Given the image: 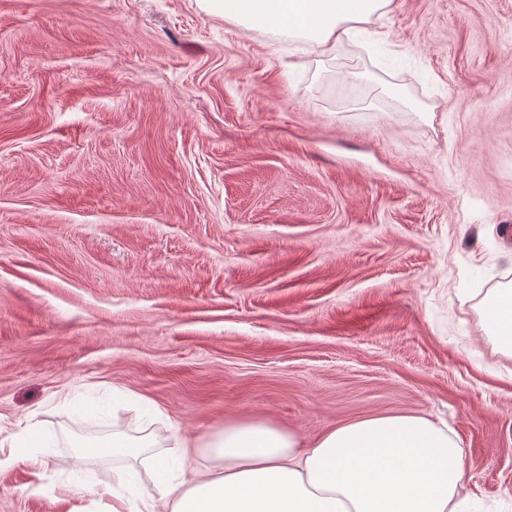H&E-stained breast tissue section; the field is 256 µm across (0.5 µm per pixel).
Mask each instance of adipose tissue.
Listing matches in <instances>:
<instances>
[{"mask_svg": "<svg viewBox=\"0 0 512 512\" xmlns=\"http://www.w3.org/2000/svg\"><path fill=\"white\" fill-rule=\"evenodd\" d=\"M391 2L208 0L225 20L300 40L320 56L347 36L385 39L371 23ZM485 317L512 351L511 288L496 290ZM95 450L149 464L151 486L103 487L112 512H478L458 440L419 415L361 418L309 445L274 421L242 418L175 439L170 451L151 435L118 433Z\"/></svg>", "mask_w": 512, "mask_h": 512, "instance_id": "1", "label": "adipose tissue"}]
</instances>
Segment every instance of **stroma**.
Masks as SVG:
<instances>
[{"label":"stroma","mask_w":512,"mask_h":512,"mask_svg":"<svg viewBox=\"0 0 512 512\" xmlns=\"http://www.w3.org/2000/svg\"><path fill=\"white\" fill-rule=\"evenodd\" d=\"M330 56L206 0H0V512H110L81 443L446 423L512 512V0H392ZM486 309V322L502 347L512 351V289L498 288ZM49 447L55 446L50 443L48 436L43 434L38 425H30L19 434L10 437L9 448H14V450L7 458L0 459V468L9 466L17 460L29 461L36 465L37 460L29 455L28 448H46L48 450Z\"/></svg>","instance_id":"obj_1"}]
</instances>
